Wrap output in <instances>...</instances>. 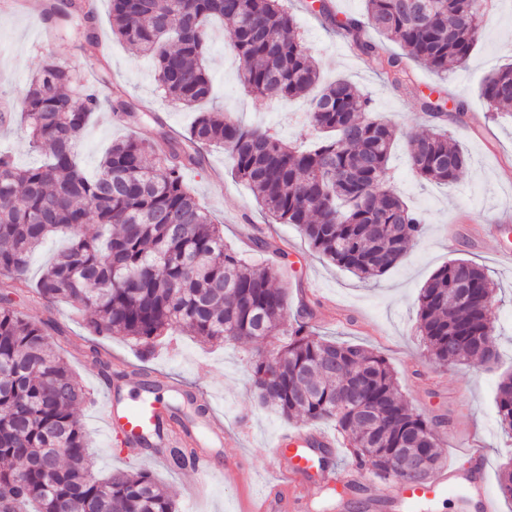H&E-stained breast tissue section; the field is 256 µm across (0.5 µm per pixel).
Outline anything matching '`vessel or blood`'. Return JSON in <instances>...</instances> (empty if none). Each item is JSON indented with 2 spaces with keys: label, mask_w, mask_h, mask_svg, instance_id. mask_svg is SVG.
<instances>
[{
  "label": "vessel or blood",
  "mask_w": 512,
  "mask_h": 512,
  "mask_svg": "<svg viewBox=\"0 0 512 512\" xmlns=\"http://www.w3.org/2000/svg\"><path fill=\"white\" fill-rule=\"evenodd\" d=\"M142 376L135 370L125 371L119 382L104 386L101 421L107 436L116 441L121 457L126 460L144 459L162 462V448L177 442L194 451L195 470L200 484H207L213 472L222 467L242 469L241 457L218 458L216 449L230 447L231 436L224 428L222 416L211 413L204 420L203 430L192 424H179L173 417V407L162 397L163 392L185 394L197 403H205L202 390L187 388L183 383L165 376L152 379L149 388H142ZM334 443L320 433L308 430L289 431L278 436L275 443V463L280 480L262 496L263 512H296L301 503L288 488L308 484L310 478L332 485L343 493L363 491L376 495L390 504L393 512H411L417 505L434 501L454 490H462L478 512H498V503L488 489L485 461L481 449L467 450L449 464V470L436 480L411 483L401 479L384 487L369 483L363 474L335 469L321 463L319 450L333 448Z\"/></svg>",
  "instance_id": "obj_1"
}]
</instances>
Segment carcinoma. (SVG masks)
Returning <instances> with one entry per match:
<instances>
[{
    "instance_id": "carcinoma-1",
    "label": "carcinoma",
    "mask_w": 512,
    "mask_h": 512,
    "mask_svg": "<svg viewBox=\"0 0 512 512\" xmlns=\"http://www.w3.org/2000/svg\"><path fill=\"white\" fill-rule=\"evenodd\" d=\"M113 32L155 62L157 89L191 108L211 96L208 68L212 20L232 30L228 49L242 64L240 80L255 98L309 102L308 121L325 133L300 151L269 130L246 126L215 108L200 112L185 134L112 143L94 176L77 163L91 114L101 105L67 62L45 57L17 105L29 147L47 162L17 167L0 153V512H177V503L148 470H115L100 479L76 407L87 393L50 338L64 335L48 317L35 322L15 304L24 297L49 307L69 300L89 312L88 335L126 336L148 357L156 338L181 330L205 342L286 336L273 361L259 354L248 364L250 388L264 406L306 423L331 420L347 441L351 469L385 482L405 478L397 451L442 459L439 423L413 412L398 393L386 360L355 344L319 336L305 321L285 322L277 267L249 263L224 244L219 218L201 205L184 172L205 164L203 150L222 146L234 175L244 181L276 224H293L312 250L362 279L394 268L423 231L421 218L392 188L388 162L396 129L372 113L369 99L344 79L324 83L282 0H110ZM484 0H365L366 18L401 55L363 39V22L335 21L358 54L400 88L411 81L407 61L441 74L471 57L490 11ZM51 33L84 24L109 69L94 16L83 0H48ZM512 65L487 77L482 97L512 109ZM126 92L112 89L111 110L140 124ZM421 109L443 120L445 102L421 98ZM412 169L421 179L458 182L468 156L453 133L434 125L405 135ZM97 228L83 232L89 220ZM70 235L39 280L29 281L33 252L50 235ZM464 277L468 296L459 298ZM493 282L465 259L437 269L418 296L420 331L437 365L482 364L494 333ZM88 355L112 378V356L97 345ZM501 426L512 432V376L498 387ZM171 467H184L190 448L164 449Z\"/></svg>"
}]
</instances>
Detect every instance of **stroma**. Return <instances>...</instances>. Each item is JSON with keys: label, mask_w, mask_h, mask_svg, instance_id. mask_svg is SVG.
I'll return each instance as SVG.
<instances>
[{"label": "stroma", "mask_w": 512, "mask_h": 512, "mask_svg": "<svg viewBox=\"0 0 512 512\" xmlns=\"http://www.w3.org/2000/svg\"><path fill=\"white\" fill-rule=\"evenodd\" d=\"M32 0H0V101L14 99L37 71L42 59L52 55L68 62L81 75L98 68L82 51L75 34L43 42L41 31L50 19L33 10ZM333 19L312 7V0H285L294 14L298 32L327 78L343 77L371 100L377 117L400 132L422 133L432 125L422 111L420 96L440 90L448 99L464 100L463 118L447 116L446 125L459 128V143L470 158L460 183L445 186L420 180L411 170L403 139L397 140L390 160L394 189L425 222L422 237L404 259L375 280L364 281L313 253L307 239L291 224L271 223L249 187L231 173L227 153L220 148L206 152L204 168L184 174L201 202L224 220V241L254 264L273 261L274 248L288 253L280 268L286 293L287 319L295 321L308 310V322L320 335L350 342L381 355L391 366L404 401L416 413L439 422L444 435L440 452L444 460L477 442L485 451L491 489L499 487L501 467L512 459V435L498 422L496 392L502 378L512 372V265L499 262V243L512 245V119L492 110L480 94L494 70L512 63V0H493L494 22L487 27L462 67L439 74L412 63L416 84L397 88L371 68L353 49L349 39L336 32L334 18L362 17L364 0H329ZM96 32L110 49L108 78L125 87L136 106L154 112L158 123L130 125L108 107L90 120L78 150V163L87 173L98 164L116 140L129 135L153 137L158 124L182 132L193 122L195 110L178 107L161 96L154 81V62L113 34L108 0H96ZM229 24L213 30L212 74L215 103L247 125L273 128L290 143L311 144L317 134L308 124L303 101L256 104L241 87L240 62L228 51ZM506 225L502 240H494L489 228ZM267 239L273 248L257 251L254 241ZM467 259L488 270L494 284L492 311L496 360L462 373L457 366L433 367L419 334L418 296L424 283L452 259ZM29 319L53 318L65 330L69 342L64 355L85 385L89 398L76 409L90 445L97 452L95 469L107 475L128 468L115 458L99 425L102 408L100 372L81 350L86 315L62 302L46 309L38 302L20 300ZM113 359L144 366L206 392L213 408L224 416V426L241 434L239 454L249 463L248 475L232 471L215 474L202 495L192 496V468L172 471L165 465L145 462L144 467L174 496L179 512H246L268 484L278 479L272 444L284 430L303 428L302 420H288L264 408L245 385L243 363L252 355L277 351L279 342L238 341L202 343L182 335L174 343H160L149 361L139 359V349L122 336L102 339Z\"/></svg>", "instance_id": "1"}]
</instances>
